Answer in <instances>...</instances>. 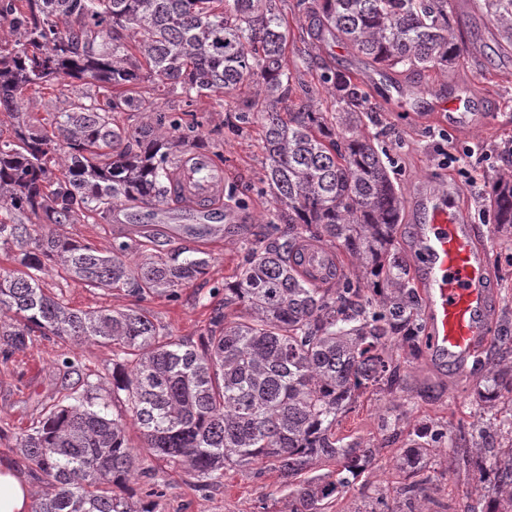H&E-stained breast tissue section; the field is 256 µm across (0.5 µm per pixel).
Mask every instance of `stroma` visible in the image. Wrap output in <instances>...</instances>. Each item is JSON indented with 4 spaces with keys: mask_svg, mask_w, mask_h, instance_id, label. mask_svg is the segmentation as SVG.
<instances>
[{
    "mask_svg": "<svg viewBox=\"0 0 512 512\" xmlns=\"http://www.w3.org/2000/svg\"><path fill=\"white\" fill-rule=\"evenodd\" d=\"M482 0H450L457 22L456 33L465 52L448 72L425 70L400 72L370 66L361 54L330 34L314 37L312 19L299 10L297 0H278L288 23V65L300 90L297 99L309 98L324 111L332 103L321 81L323 72L358 77L374 109L369 132L380 133L390 158L389 171L403 197L439 189L446 191L448 205L456 207L470 224L479 246L488 256L489 281L494 286L496 311L488 330L489 358L511 359L512 351L500 343L512 336V237L499 234L491 212L480 205L488 182L512 166V52H502L497 29L481 7ZM157 106L167 112H194L202 121L207 140L217 142L228 174L226 191L247 199L245 209L229 211L226 199L211 211L222 224H242L256 231L269 207L270 194L261 181L265 151L259 139V120L241 123L239 113L254 96L251 84L229 94L204 96L189 103L173 92L141 84ZM76 84H56L41 93L25 92L18 109L52 121L66 111L77 93ZM470 101L464 125L451 126L429 118L438 96ZM450 160L439 165L440 149ZM192 216L172 202L131 207L117 204L109 220L97 216L74 224H57V234L88 242L109 253L132 224H140L145 236L131 256L141 263L189 249L202 252L209 261L204 276L177 288L173 297L136 301L121 290L86 287L62 273L43 276L45 292L69 307L82 310L125 308L141 305L171 336L198 342L216 314L234 320L238 306H225L223 286L231 280L242 260L243 238L228 231L221 237L195 238L174 234L172 225L192 223ZM112 347L108 344L76 345L58 338H35L26 349L0 356V463L25 473L32 498H39L45 483L28 467L16 449L17 436L35 425L46 410L76 386L78 375L89 376L101 395L112 388ZM401 373L406 387L399 392L368 390L342 415L336 434L373 445L375 452L363 473L342 489L328 512H364L373 498L383 495L395 501L405 475L399 458L418 433L438 429L448 437L458 431L483 428L503 431L512 417V404L497 401L492 407L477 406L478 389L489 375L487 369L468 360L464 371L443 363L430 353L427 340L415 351H401ZM146 477L133 486L134 498L150 512H286L287 492L276 473L264 465L225 471L220 484L202 489L183 470L155 457L146 458ZM427 497L420 512H486L491 501L493 474L489 471L449 467L444 457L428 458L423 467Z\"/></svg>",
    "mask_w": 512,
    "mask_h": 512,
    "instance_id": "stroma-1",
    "label": "stroma"
}]
</instances>
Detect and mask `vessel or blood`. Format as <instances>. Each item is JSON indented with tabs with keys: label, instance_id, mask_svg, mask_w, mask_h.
I'll use <instances>...</instances> for the list:
<instances>
[{
	"label": "vessel or blood",
	"instance_id": "b4317fda",
	"mask_svg": "<svg viewBox=\"0 0 512 512\" xmlns=\"http://www.w3.org/2000/svg\"><path fill=\"white\" fill-rule=\"evenodd\" d=\"M226 179L223 167L196 152L183 155L175 173L181 197L200 221L206 218L208 204L223 195ZM412 205L422 213L416 238L431 310L430 345L436 355L461 366L488 342L494 303L487 258L451 207L424 194Z\"/></svg>",
	"mask_w": 512,
	"mask_h": 512
}]
</instances>
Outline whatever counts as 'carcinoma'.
<instances>
[{
    "label": "carcinoma",
    "instance_id": "cac0c4a2",
    "mask_svg": "<svg viewBox=\"0 0 512 512\" xmlns=\"http://www.w3.org/2000/svg\"><path fill=\"white\" fill-rule=\"evenodd\" d=\"M317 26L328 29L374 67L407 71L456 65L464 48L455 35L449 0H317ZM502 42L512 50V0H483ZM0 114L15 120L0 136V202L38 223L74 224L108 217L119 202L161 203L170 197L176 150L204 145L196 118L161 112L130 90L150 82L187 100L228 93L250 82L265 150L264 182L272 209L270 233L244 241L224 305L245 315L215 317L198 344L176 340L138 307L83 311L39 286L59 268L89 288H119L142 299L171 296L206 274L204 257L175 254L133 264L130 238L107 254L60 237L49 228L0 221V245L13 244V266L0 272V349L55 336L76 344L116 348L112 399H124L140 428L142 447L179 466L206 488L224 470L267 463L288 490L290 512H326L327 499L362 470L374 449L336 437V421L366 389L403 390L395 345L415 350L418 312L406 260L395 245L404 200L377 135L363 130L366 93L346 74L322 82L335 111L311 100L282 114L294 83L288 29L276 0H0ZM65 74L106 90L76 94L46 130L17 110L20 95ZM146 112L135 128L116 112ZM498 231L512 232V173H499L484 196ZM314 240L341 250L361 276L317 280L298 267V247ZM512 395V365L492 363L478 399ZM415 440L402 465L410 481L400 495L426 497L419 477L437 454ZM16 448L46 483L33 512H150L128 491L144 474L126 439V417L109 413L98 386L83 381L66 403L50 408ZM452 464L484 468L493 460L489 512H512V447L491 433L463 435L449 449ZM334 461L336 475L311 474Z\"/></svg>",
    "mask_w": 512,
    "mask_h": 512
}]
</instances>
